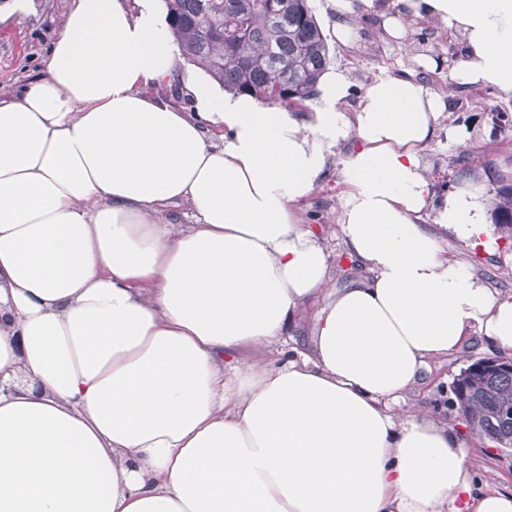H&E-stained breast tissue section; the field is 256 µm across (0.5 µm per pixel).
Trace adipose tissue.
<instances>
[{"mask_svg": "<svg viewBox=\"0 0 512 512\" xmlns=\"http://www.w3.org/2000/svg\"><path fill=\"white\" fill-rule=\"evenodd\" d=\"M406 3L465 38L459 84L512 93V0ZM176 53L160 0H71L0 90V512H512L454 424L389 409L467 331L512 351V302L415 222L490 234L478 189L437 203L424 174L465 135L444 98L382 78L350 117L334 70L303 123L190 76L185 112L150 92ZM345 143L338 222L369 274L306 352L285 330L328 258L301 205Z\"/></svg>", "mask_w": 512, "mask_h": 512, "instance_id": "ef3b65f1", "label": "adipose tissue"}]
</instances>
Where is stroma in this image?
Instances as JSON below:
<instances>
[{
  "label": "stroma",
  "instance_id": "1",
  "mask_svg": "<svg viewBox=\"0 0 512 512\" xmlns=\"http://www.w3.org/2000/svg\"><path fill=\"white\" fill-rule=\"evenodd\" d=\"M399 0H384L378 12H362L357 0H311L330 49V63L338 68L348 82V95L343 103L345 112H355L365 89L381 77L396 78L400 74L416 76L426 53L441 55L443 66L435 80L428 82L432 93L447 96L449 104L441 117L442 126H462L466 136L459 142L437 139L423 151V165L436 197L442 198L464 184L459 176V160H467L473 170V180L482 191L491 184L484 172L492 164L512 176V134L500 131L495 115L512 112V95L480 84L448 90L457 67L452 48L441 45L444 26H429L426 43H418L414 18L404 21L403 35L391 39L382 34L375 39L367 36L370 26L383 25L386 12L395 11ZM68 0H28L25 12L15 13L0 21V85L19 86L37 73L51 42L60 28ZM357 21L356 37L342 44L336 39L334 26L339 16ZM349 151L341 146L331 159L316 189L303 203L306 221L316 230L320 244L329 257L326 285L316 301L306 303L294 325L287 330L288 343L306 349L320 309L341 291L357 285L365 276L363 265L351 258L345 248L340 226L336 221L338 201L344 190L340 177V161ZM418 226L430 234L444 257L458 262L478 279L493 288L499 298L512 301V240L494 238L492 246H484L459 238L452 230L435 224L431 212H423ZM492 348L468 335L460 350L427 361L422 382L406 393L403 406L420 407L430 416L458 422V433L470 450V464L480 478L493 479L496 485L512 489V449L495 448L461 426V415L453 404L451 386L461 370L475 360L492 355Z\"/></svg>",
  "mask_w": 512,
  "mask_h": 512
}]
</instances>
